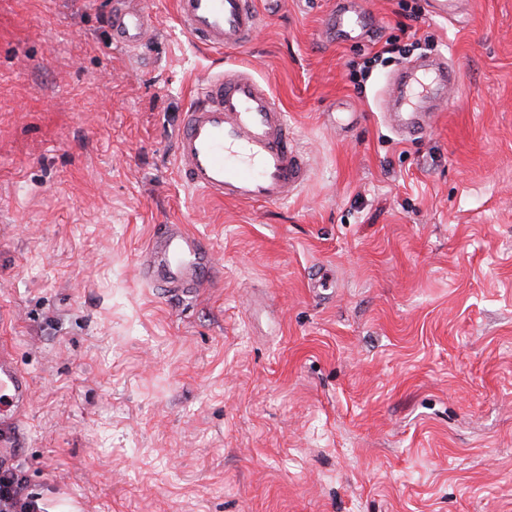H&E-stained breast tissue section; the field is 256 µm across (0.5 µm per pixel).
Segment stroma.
Returning a JSON list of instances; mask_svg holds the SVG:
<instances>
[{
	"label": "stroma",
	"instance_id": "stroma-1",
	"mask_svg": "<svg viewBox=\"0 0 512 512\" xmlns=\"http://www.w3.org/2000/svg\"><path fill=\"white\" fill-rule=\"evenodd\" d=\"M113 0H0V344L34 400L11 464L45 512H512V0H256L215 52L175 0L136 52ZM421 8L400 33L403 5ZM406 45L361 85L350 72ZM457 75L417 137L383 118L404 61ZM247 64L311 162L280 205L216 201L172 150L207 74ZM221 260L145 282L154 228ZM348 0H336V10H333L328 17V25L331 24L333 28H353L361 24V18L357 15L356 18L349 15L351 11L347 7Z\"/></svg>",
	"mask_w": 512,
	"mask_h": 512
}]
</instances>
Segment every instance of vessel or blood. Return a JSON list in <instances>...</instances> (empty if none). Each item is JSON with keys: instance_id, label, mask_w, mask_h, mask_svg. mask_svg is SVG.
<instances>
[{"instance_id": "vessel-or-blood-1", "label": "vessel or blood", "mask_w": 512, "mask_h": 512, "mask_svg": "<svg viewBox=\"0 0 512 512\" xmlns=\"http://www.w3.org/2000/svg\"><path fill=\"white\" fill-rule=\"evenodd\" d=\"M183 30L209 49L253 41L261 26L255 0H176ZM146 12L116 0L112 43L135 51L148 37ZM448 68L423 61L407 68L400 109L391 113L402 133L415 134L431 120L418 103L444 85ZM175 159L184 182L220 201L280 204L303 186L305 155L288 116L268 85L246 68L224 70L200 81L175 141ZM205 237L179 224L161 225L143 260L142 275L173 291L209 281L213 265ZM30 406V379L0 349V450L9 452Z\"/></svg>"}]
</instances>
